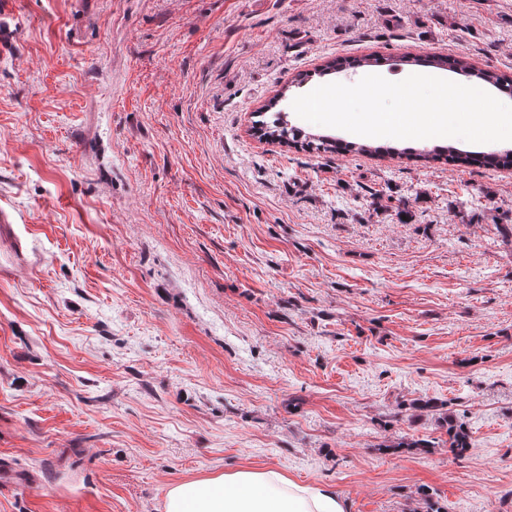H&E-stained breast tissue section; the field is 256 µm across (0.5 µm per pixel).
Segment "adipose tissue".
<instances>
[{"label":"adipose tissue","instance_id":"obj_1","mask_svg":"<svg viewBox=\"0 0 512 512\" xmlns=\"http://www.w3.org/2000/svg\"><path fill=\"white\" fill-rule=\"evenodd\" d=\"M165 512H345L328 486H302L275 470H240L182 481L165 495Z\"/></svg>","mask_w":512,"mask_h":512}]
</instances>
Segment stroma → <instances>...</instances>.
<instances>
[{
    "instance_id": "stroma-1",
    "label": "stroma",
    "mask_w": 512,
    "mask_h": 512,
    "mask_svg": "<svg viewBox=\"0 0 512 512\" xmlns=\"http://www.w3.org/2000/svg\"><path fill=\"white\" fill-rule=\"evenodd\" d=\"M0 11V512H163L240 469L346 512H512V170L252 130L336 58L512 77V0ZM432 59V67L438 69H448L461 74L474 78L480 82L487 83L493 86H503L510 84L512 86V79H509L505 74H499L495 70L476 68L470 64L464 57L461 56H430ZM277 95L271 98L266 104L260 108V116L266 115L271 112L272 119L269 121H259L257 131L260 136L271 140L277 141L279 144L285 146L294 145L300 146L302 149L309 151H323V152H343V153H377L380 150L373 148L359 142L337 141L335 139L329 140L327 136H318L305 134L303 131L295 128L288 127V121L283 120L282 112L277 109L280 100H277ZM312 136V137H311Z\"/></svg>"
}]
</instances>
